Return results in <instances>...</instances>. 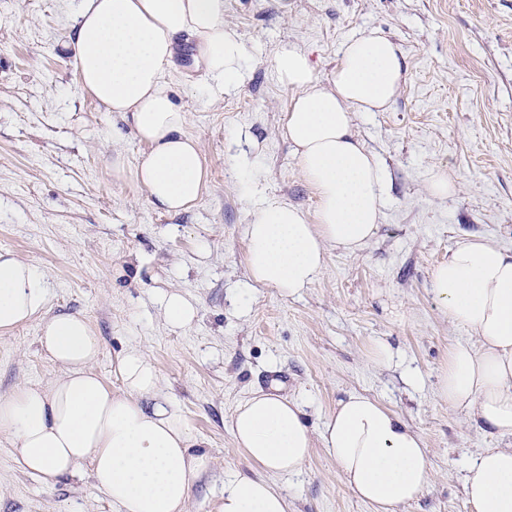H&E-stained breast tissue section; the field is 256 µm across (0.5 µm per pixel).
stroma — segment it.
I'll list each match as a JSON object with an SVG mask.
<instances>
[{"label": "stroma", "mask_w": 512, "mask_h": 512, "mask_svg": "<svg viewBox=\"0 0 512 512\" xmlns=\"http://www.w3.org/2000/svg\"><path fill=\"white\" fill-rule=\"evenodd\" d=\"M80 0H0V249L30 261L48 288L45 316L78 314L101 342L96 372L114 391L119 355L143 348L208 463L189 512H217L226 477L257 468L232 436L237 405L281 371L310 428L348 393L378 399L424 441L429 486L399 512H475L464 483L471 457L512 435L481 428L436 394L448 354L473 331L444 316L433 269L469 236L512 252V0H224L244 47L245 80L213 96L185 44L170 66L186 132L209 179L191 210L156 209L132 170L149 152L113 138L116 115L87 93L60 41ZM395 42L404 75L382 112L353 131L391 177L382 219L355 254L327 248L324 267L288 295L251 282L243 226L281 199L315 216L318 198L283 135L293 92L274 73L278 51L307 50L326 76L349 39ZM121 153L126 172L109 161ZM456 191H429L433 172ZM179 289L198 314L167 326L161 298ZM39 320L0 334V393L52 378ZM392 350L389 364L377 343ZM289 512H372L344 485L325 449L277 478ZM0 512H113L89 469L60 480L24 473L0 433Z\"/></svg>", "instance_id": "stroma-1"}]
</instances>
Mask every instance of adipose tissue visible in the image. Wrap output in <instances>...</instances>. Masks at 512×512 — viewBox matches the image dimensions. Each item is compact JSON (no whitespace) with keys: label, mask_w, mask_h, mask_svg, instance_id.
<instances>
[{"label":"adipose tissue","mask_w":512,"mask_h":512,"mask_svg":"<svg viewBox=\"0 0 512 512\" xmlns=\"http://www.w3.org/2000/svg\"><path fill=\"white\" fill-rule=\"evenodd\" d=\"M185 39L195 42L194 65L213 92L241 85L243 47L224 25V0H81L63 41L83 88L149 145L133 177L170 214L193 208L207 178L167 78ZM275 70L294 92L285 133L319 209L311 220L288 202H265L243 235L253 282L295 294L316 279L327 246L356 253L380 221L389 175L353 133L351 113L394 100L402 55L368 33L345 46L327 78L295 46L277 54ZM431 285L449 320L478 338L452 349L438 397L474 424L512 434V254L483 238L465 240L436 267ZM46 303L40 271L0 250V333L41 319L39 343L60 368L52 382L0 394V432L11 436L19 468L57 478L87 464L118 512H184L207 458L162 392L156 365L142 348L128 349L116 368L123 390L112 391L94 369L100 340L89 322L71 314L43 318ZM301 415L298 404L270 393L238 405L234 441L265 474L225 480L218 512H288L272 478L298 473L318 445L373 512H398L429 485L422 438L378 400L349 394L317 431ZM465 490L477 512H512V448L474 455Z\"/></svg>","instance_id":"adipose-tissue-1"}]
</instances>
